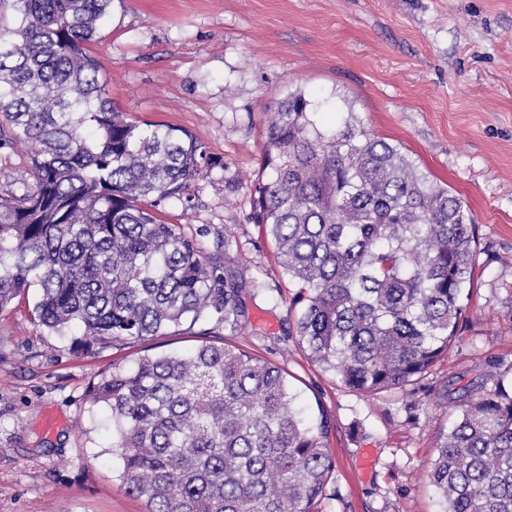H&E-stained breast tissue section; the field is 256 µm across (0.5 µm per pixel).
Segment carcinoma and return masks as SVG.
I'll use <instances>...</instances> for the list:
<instances>
[{
    "label": "carcinoma",
    "instance_id": "1",
    "mask_svg": "<svg viewBox=\"0 0 512 512\" xmlns=\"http://www.w3.org/2000/svg\"><path fill=\"white\" fill-rule=\"evenodd\" d=\"M0 148L23 144L33 185L0 194V311L39 288L55 332L134 344L201 322H249L228 241L213 250L158 214L194 207L220 166L187 132L112 107L89 48L113 0H0ZM250 220L298 292L296 336L349 388L401 387L457 337L476 266L467 205L349 109L330 123L297 89L267 108ZM112 418L147 512H313L334 461L326 415L306 423L283 370L230 344L144 355L90 391ZM428 478L442 512H512V394L471 396Z\"/></svg>",
    "mask_w": 512,
    "mask_h": 512
}]
</instances>
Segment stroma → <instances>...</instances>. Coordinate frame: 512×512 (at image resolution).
<instances>
[{
	"instance_id": "stroma-1",
	"label": "stroma",
	"mask_w": 512,
	"mask_h": 512,
	"mask_svg": "<svg viewBox=\"0 0 512 512\" xmlns=\"http://www.w3.org/2000/svg\"><path fill=\"white\" fill-rule=\"evenodd\" d=\"M92 51L113 108L190 132L221 160L196 206L165 222L226 235L257 287L233 345L282 367L330 421L335 468L318 512H441L427 469L465 394L512 388V0H114ZM346 99L375 136L448 186L476 224L475 286L456 341L400 388L361 393L313 363L295 286L250 219L264 112L288 90ZM38 289L0 312V512H146L89 391L146 354L225 339L183 324L146 344H84L32 316Z\"/></svg>"
}]
</instances>
